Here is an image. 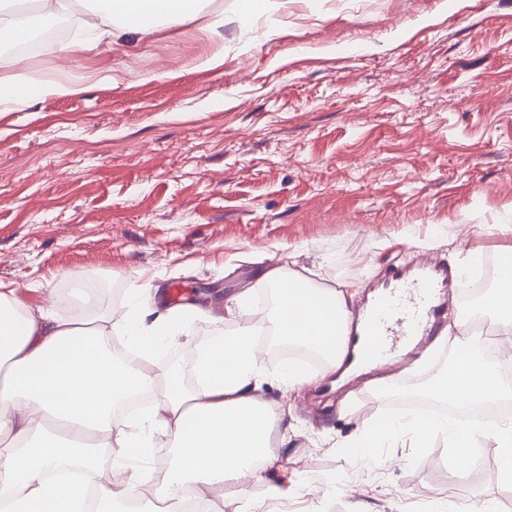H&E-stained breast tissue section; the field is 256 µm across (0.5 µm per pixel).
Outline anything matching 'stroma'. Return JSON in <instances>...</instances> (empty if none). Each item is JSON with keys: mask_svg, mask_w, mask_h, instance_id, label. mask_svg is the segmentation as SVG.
I'll list each match as a JSON object with an SVG mask.
<instances>
[{"mask_svg": "<svg viewBox=\"0 0 512 512\" xmlns=\"http://www.w3.org/2000/svg\"><path fill=\"white\" fill-rule=\"evenodd\" d=\"M17 73L80 91L0 104V289L97 323L143 291L162 310L174 287L205 298L153 361L185 386L215 318L272 325L259 264L359 303L420 257L468 278L512 249V0H276L253 19L204 0L147 39L0 68ZM245 290L250 307L227 318ZM278 343L263 339L259 393L287 409L274 436L288 451L249 483L250 512H512L496 480L451 474L440 442L414 467L406 439L374 467L338 456L386 406L364 399L369 380H417L429 353L286 390ZM272 484L295 491L274 499Z\"/></svg>", "mask_w": 512, "mask_h": 512, "instance_id": "35a3bbf8", "label": "stroma"}]
</instances>
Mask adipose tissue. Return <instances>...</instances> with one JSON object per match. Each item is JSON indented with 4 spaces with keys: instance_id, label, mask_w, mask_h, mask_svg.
<instances>
[{
    "instance_id": "ef3b65f1",
    "label": "adipose tissue",
    "mask_w": 512,
    "mask_h": 512,
    "mask_svg": "<svg viewBox=\"0 0 512 512\" xmlns=\"http://www.w3.org/2000/svg\"><path fill=\"white\" fill-rule=\"evenodd\" d=\"M100 25H120L141 35L160 22L178 24L197 13L198 0H96ZM509 273L498 277L477 315L496 313L501 336H512V256ZM274 287L278 338L315 351L324 373L357 372L346 364L338 341L351 298L335 288H316L297 272L272 266L261 274ZM199 316L195 305L164 311L133 302L107 325L63 322L46 308L21 304L0 291V512H103L115 499L137 498L128 470L147 458L153 435L173 441L174 455L156 489L171 497L183 490L206 499L227 492L240 501L244 481H263V468L280 451L271 444L276 415L257 390L263 375L249 331L213 336L198 348L195 384L185 389L180 374L157 376L149 368L160 348L184 333ZM122 336L131 357L110 350ZM151 393L149 405L128 423L115 411L127 400ZM108 452L113 479L100 483L95 505L83 486L62 478L80 467L98 471Z\"/></svg>"
}]
</instances>
